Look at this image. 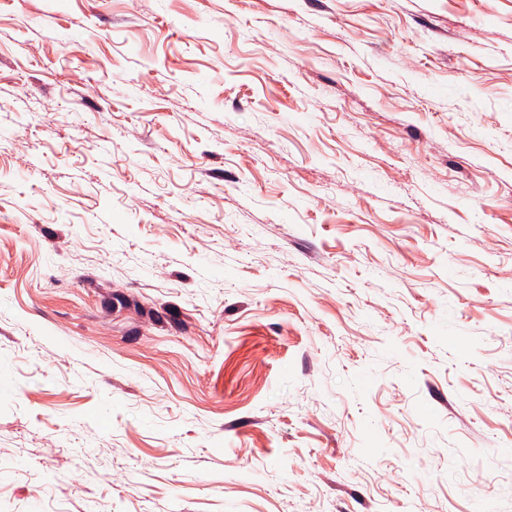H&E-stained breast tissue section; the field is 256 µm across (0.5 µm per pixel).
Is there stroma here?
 Listing matches in <instances>:
<instances>
[{
    "label": "stroma",
    "mask_w": 512,
    "mask_h": 512,
    "mask_svg": "<svg viewBox=\"0 0 512 512\" xmlns=\"http://www.w3.org/2000/svg\"><path fill=\"white\" fill-rule=\"evenodd\" d=\"M512 512V0H0V503Z\"/></svg>",
    "instance_id": "35a3bbf8"
}]
</instances>
